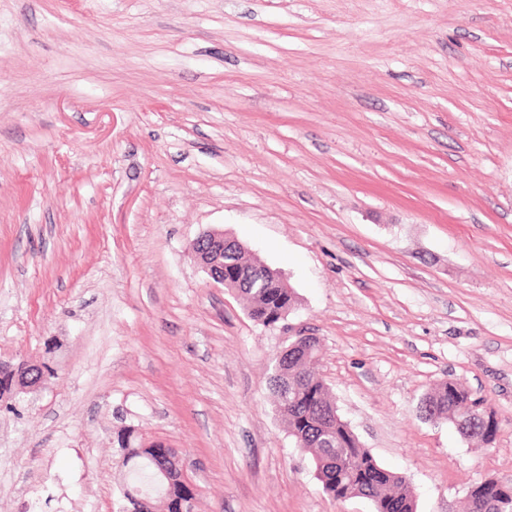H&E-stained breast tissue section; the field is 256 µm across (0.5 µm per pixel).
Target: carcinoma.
Wrapping results in <instances>:
<instances>
[{
  "label": "carcinoma",
  "instance_id": "obj_1",
  "mask_svg": "<svg viewBox=\"0 0 512 512\" xmlns=\"http://www.w3.org/2000/svg\"><path fill=\"white\" fill-rule=\"evenodd\" d=\"M224 269L230 278L225 288L247 302L249 316L259 325L278 324L298 303L295 291L280 272L246 257L240 247L224 255ZM318 354L315 338L287 346L274 361L269 390L297 447L311 453L324 491L334 500L364 498L373 512H416L406 477L381 466L338 414L316 369ZM471 400L472 396L450 379L423 398L420 413L426 420L439 423L448 420L450 413H469ZM116 442L121 465L129 475V482L121 489L118 512L137 509L135 496L149 497L168 509L193 498L184 483L170 482L163 476L172 466L169 449L141 446L131 428L119 431ZM504 500H512V485L496 487L484 482L470 489L468 512H485L492 502Z\"/></svg>",
  "mask_w": 512,
  "mask_h": 512
}]
</instances>
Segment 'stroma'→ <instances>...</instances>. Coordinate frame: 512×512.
Here are the masks:
<instances>
[{"label":"stroma","mask_w":512,"mask_h":512,"mask_svg":"<svg viewBox=\"0 0 512 512\" xmlns=\"http://www.w3.org/2000/svg\"><path fill=\"white\" fill-rule=\"evenodd\" d=\"M221 229L276 326L199 268ZM299 333L417 512L512 483V0H0V512H114L112 435L182 451L194 512L331 499L274 410ZM456 379L491 445L420 418ZM225 242L224 231L201 234L191 246L194 260L214 283L236 292L247 302L248 314L257 324L269 327L283 321L298 303L293 288L279 271L247 258L240 246L224 255ZM224 269L230 278L228 284H224ZM46 368L26 361L13 363L0 359V397L15 399L44 385Z\"/></svg>","instance_id":"obj_1"}]
</instances>
